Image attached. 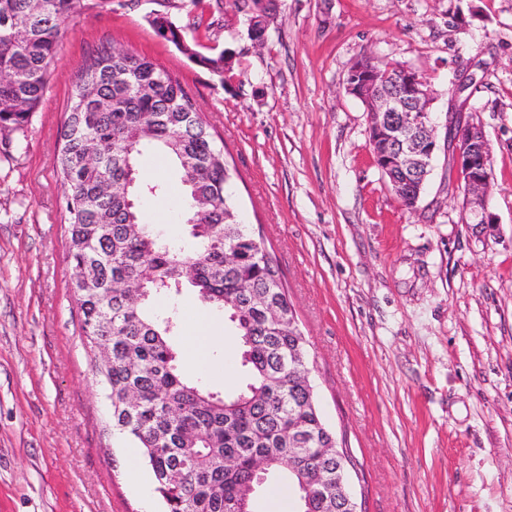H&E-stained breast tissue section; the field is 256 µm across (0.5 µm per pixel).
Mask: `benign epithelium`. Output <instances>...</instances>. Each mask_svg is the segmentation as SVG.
Listing matches in <instances>:
<instances>
[{"instance_id": "obj_1", "label": "benign epithelium", "mask_w": 512, "mask_h": 512, "mask_svg": "<svg viewBox=\"0 0 512 512\" xmlns=\"http://www.w3.org/2000/svg\"><path fill=\"white\" fill-rule=\"evenodd\" d=\"M252 44L261 47L267 40L268 19H250ZM346 93L366 107L373 161L393 193L415 207L433 157L439 150L438 128L431 115L432 90L417 70L401 65L381 71L370 56H362L349 68ZM448 160L460 182L465 209L473 223L490 225L488 195L493 168L488 139L483 128L468 120L448 121ZM336 453V512H357L358 503L347 483V462Z\"/></svg>"}]
</instances>
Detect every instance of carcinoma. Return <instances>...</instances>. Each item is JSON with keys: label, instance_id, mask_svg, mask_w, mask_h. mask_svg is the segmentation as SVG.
<instances>
[{"label": "carcinoma", "instance_id": "obj_1", "mask_svg": "<svg viewBox=\"0 0 512 512\" xmlns=\"http://www.w3.org/2000/svg\"><path fill=\"white\" fill-rule=\"evenodd\" d=\"M157 3L161 9L150 15L155 32L224 81L226 51L194 50L171 20L174 0ZM77 5L0 0V70L9 74L0 82L4 144L27 129ZM234 6L248 18L268 11L264 0H234ZM91 149L98 154L94 166L85 164ZM147 149L174 163L181 196L173 220L192 225L188 249L166 243L145 222L146 196L162 188L141 175L138 159ZM53 167L65 188L68 258L90 282L73 288L83 341L111 395L112 428L140 449L165 512H250L257 488L271 478L287 482L297 512H336L319 492L302 500V468L288 445L291 438L309 449L306 467L328 475L336 469L321 452L336 447V434L292 364L294 353H306L304 335L278 266L240 220L224 150L181 81L133 53L97 47L74 74ZM105 182L128 190L105 192ZM121 281L144 283L146 298L130 304L117 287ZM185 285L233 325L246 380L222 396L180 365L169 342L176 311L150 306L153 297L178 294ZM271 308L280 320L267 317ZM101 348L111 352L105 364L95 357ZM261 462L267 473L260 481Z\"/></svg>", "mask_w": 512, "mask_h": 512}]
</instances>
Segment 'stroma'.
<instances>
[{"label":"stroma","mask_w":512,"mask_h":512,"mask_svg":"<svg viewBox=\"0 0 512 512\" xmlns=\"http://www.w3.org/2000/svg\"><path fill=\"white\" fill-rule=\"evenodd\" d=\"M172 18L197 50L238 55L225 81L149 23L156 0H80L25 134L0 144V512H162L140 451L113 432L81 339L52 168L73 76L101 42L177 75L231 168L249 232L277 262L321 415L357 463L364 512H512V0H272L262 48L228 9ZM367 54L428 81L438 126L453 82L490 143L493 225L470 223L440 146L414 208L374 165L364 104L344 83ZM145 179L161 237L180 185L154 151Z\"/></svg>","instance_id":"1"}]
</instances>
